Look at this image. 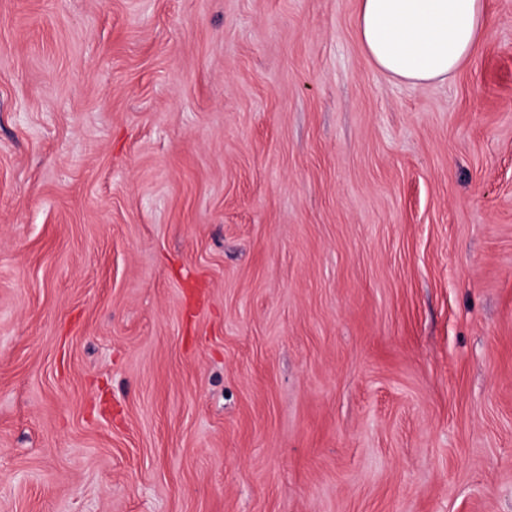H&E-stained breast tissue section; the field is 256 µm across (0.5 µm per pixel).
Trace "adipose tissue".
<instances>
[{
  "instance_id": "obj_1",
  "label": "adipose tissue",
  "mask_w": 512,
  "mask_h": 512,
  "mask_svg": "<svg viewBox=\"0 0 512 512\" xmlns=\"http://www.w3.org/2000/svg\"><path fill=\"white\" fill-rule=\"evenodd\" d=\"M488 23L486 0H358L356 37L375 68L423 86L453 78Z\"/></svg>"
}]
</instances>
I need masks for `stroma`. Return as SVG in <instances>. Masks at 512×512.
<instances>
[{
  "label": "stroma",
  "instance_id": "1",
  "mask_svg": "<svg viewBox=\"0 0 512 512\" xmlns=\"http://www.w3.org/2000/svg\"><path fill=\"white\" fill-rule=\"evenodd\" d=\"M445 84L357 0H0V512H512V0Z\"/></svg>",
  "mask_w": 512,
  "mask_h": 512
}]
</instances>
